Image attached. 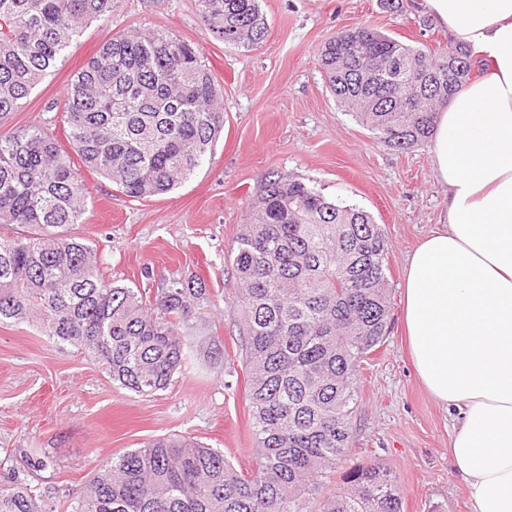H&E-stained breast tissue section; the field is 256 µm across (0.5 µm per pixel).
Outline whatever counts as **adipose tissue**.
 <instances>
[{
	"instance_id": "obj_1",
	"label": "adipose tissue",
	"mask_w": 512,
	"mask_h": 512,
	"mask_svg": "<svg viewBox=\"0 0 512 512\" xmlns=\"http://www.w3.org/2000/svg\"><path fill=\"white\" fill-rule=\"evenodd\" d=\"M421 5L490 70L438 111L448 207L408 258L403 321L418 380L454 414L473 512H512V0Z\"/></svg>"
}]
</instances>
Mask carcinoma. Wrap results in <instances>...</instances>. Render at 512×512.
Returning a JSON list of instances; mask_svg holds the SVG:
<instances>
[{
    "instance_id": "1",
    "label": "carcinoma",
    "mask_w": 512,
    "mask_h": 512,
    "mask_svg": "<svg viewBox=\"0 0 512 512\" xmlns=\"http://www.w3.org/2000/svg\"><path fill=\"white\" fill-rule=\"evenodd\" d=\"M230 48L268 32L259 0H196ZM115 0H0V119L24 108L90 21ZM232 39H226V35ZM336 99L398 150L428 141L437 110L471 79L472 51L404 44L371 28L336 33L320 52ZM408 104L402 111L396 96ZM223 89L203 49L163 29L118 33L73 76L62 104L70 150L38 125L0 137V323L37 326L97 358L139 395L168 388L191 361L206 289L174 280L150 299L100 274L70 234L89 197L74 159L137 200L166 194L211 156L224 128ZM389 241L370 214L304 182L266 180L233 258L255 468L218 448L166 436L100 461L71 512H311L320 478L349 447L356 372L390 327ZM50 491L13 475L0 512H48ZM316 512H402L398 483L359 465Z\"/></svg>"
}]
</instances>
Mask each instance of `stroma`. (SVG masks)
Segmentation results:
<instances>
[{
    "label": "stroma",
    "instance_id": "35a3bbf8",
    "mask_svg": "<svg viewBox=\"0 0 512 512\" xmlns=\"http://www.w3.org/2000/svg\"><path fill=\"white\" fill-rule=\"evenodd\" d=\"M420 0H260L268 33L254 48H227L202 24L195 0H117L109 18L88 23L25 107L0 121V136L38 124L66 144L58 110L73 75L113 34L169 30L199 44L224 90V131L210 160L185 183L134 200L81 170L88 198L74 232L96 250L106 281L155 297L175 279L206 290L201 346L167 390L137 395L104 367L57 345L30 324H0V477L48 488L52 512H69L98 461L162 435L223 450L239 471L255 466L249 390L242 362L240 290L232 264L251 203L271 175L296 178L327 200L371 214L390 244L391 331L358 372L351 443L337 475L375 460L397 479L402 512H471L448 454L453 418L421 387L411 364L401 305L407 258L439 229L447 191L431 143L401 151L380 141L330 92L320 51L361 25L409 45L438 50L448 31ZM51 464L29 470L30 458Z\"/></svg>",
    "mask_w": 512,
    "mask_h": 512
}]
</instances>
